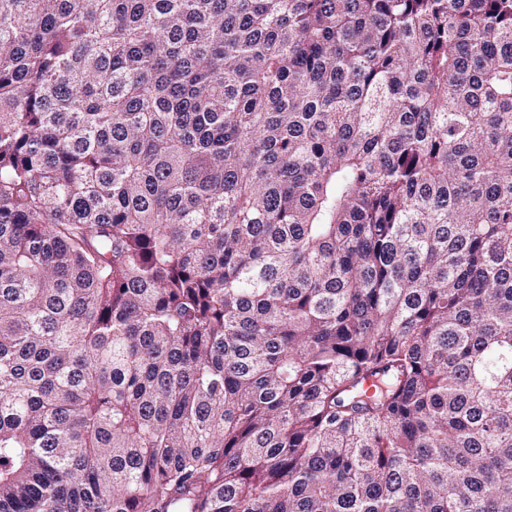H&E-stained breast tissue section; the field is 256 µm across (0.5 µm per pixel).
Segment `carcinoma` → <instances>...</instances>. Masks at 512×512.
<instances>
[{"label": "carcinoma", "mask_w": 512, "mask_h": 512, "mask_svg": "<svg viewBox=\"0 0 512 512\" xmlns=\"http://www.w3.org/2000/svg\"><path fill=\"white\" fill-rule=\"evenodd\" d=\"M0 512H512V0H0Z\"/></svg>", "instance_id": "1"}]
</instances>
